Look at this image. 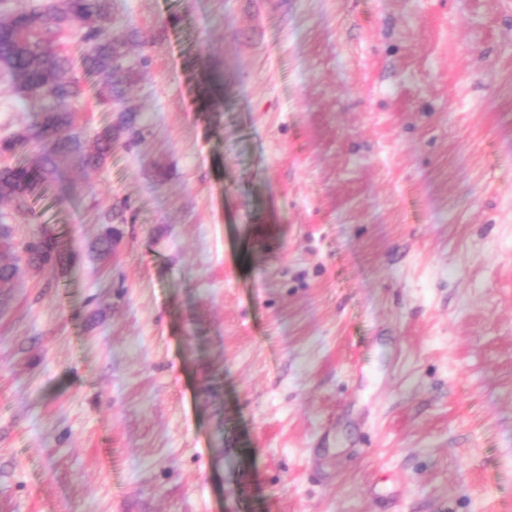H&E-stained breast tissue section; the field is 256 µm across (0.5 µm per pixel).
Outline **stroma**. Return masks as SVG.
<instances>
[{
  "label": "stroma",
  "mask_w": 512,
  "mask_h": 512,
  "mask_svg": "<svg viewBox=\"0 0 512 512\" xmlns=\"http://www.w3.org/2000/svg\"><path fill=\"white\" fill-rule=\"evenodd\" d=\"M111 4L135 144L0 201L70 253L0 299V512H512V0Z\"/></svg>",
  "instance_id": "1"
}]
</instances>
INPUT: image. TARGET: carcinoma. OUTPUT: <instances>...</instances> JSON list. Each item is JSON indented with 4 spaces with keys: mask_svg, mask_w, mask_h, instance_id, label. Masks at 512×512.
I'll use <instances>...</instances> for the list:
<instances>
[{
    "mask_svg": "<svg viewBox=\"0 0 512 512\" xmlns=\"http://www.w3.org/2000/svg\"><path fill=\"white\" fill-rule=\"evenodd\" d=\"M83 44L74 58L66 39ZM126 38L112 31L110 0H35L7 15L0 13V76L21 96L38 104L24 133L0 141V156H19L0 166V200L25 201L40 195L59 167L72 162L83 169H99L112 155L122 133L134 128L135 117L124 111L115 125L98 132L86 146L75 130L77 104L85 93L79 68L99 82L98 103L121 102L132 68H123ZM36 149L33 162L24 159ZM18 257L35 266L66 261V253L50 237L22 241Z\"/></svg>",
    "mask_w": 512,
    "mask_h": 512,
    "instance_id": "1",
    "label": "carcinoma"
}]
</instances>
